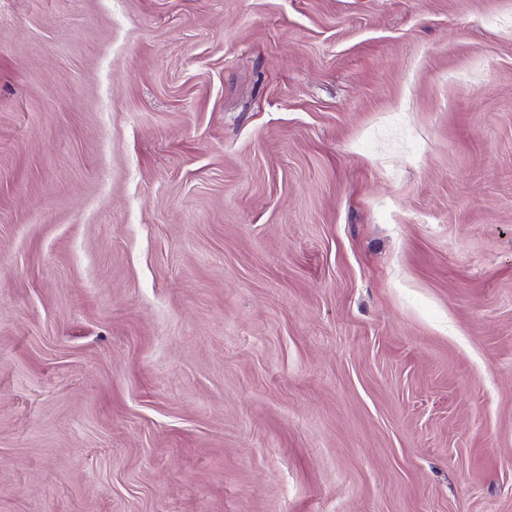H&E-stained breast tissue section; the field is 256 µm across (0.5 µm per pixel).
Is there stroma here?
Wrapping results in <instances>:
<instances>
[{
  "label": "stroma",
  "mask_w": 512,
  "mask_h": 512,
  "mask_svg": "<svg viewBox=\"0 0 512 512\" xmlns=\"http://www.w3.org/2000/svg\"><path fill=\"white\" fill-rule=\"evenodd\" d=\"M0 512H512V0H0Z\"/></svg>",
  "instance_id": "35a3bbf8"
}]
</instances>
